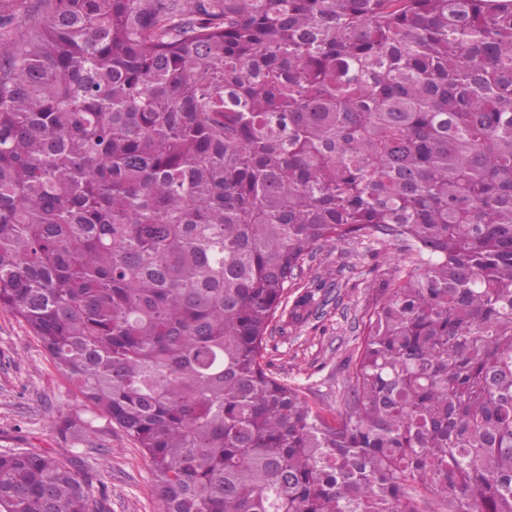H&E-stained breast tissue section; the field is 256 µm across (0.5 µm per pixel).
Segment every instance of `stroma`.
<instances>
[{"label": "stroma", "instance_id": "stroma-1", "mask_svg": "<svg viewBox=\"0 0 512 512\" xmlns=\"http://www.w3.org/2000/svg\"><path fill=\"white\" fill-rule=\"evenodd\" d=\"M402 244L382 239L328 243L306 260L288 285L296 297L312 281L327 285L326 303L303 323H279L267 336L266 357L279 378L325 412L340 407L346 380L361 349L363 316L383 280L405 274ZM86 414L82 396L61 374L23 320L0 309V451L31 448L58 457L78 455L109 512H160L149 460L116 427H104L98 445L72 451L57 434L60 412Z\"/></svg>", "mask_w": 512, "mask_h": 512}]
</instances>
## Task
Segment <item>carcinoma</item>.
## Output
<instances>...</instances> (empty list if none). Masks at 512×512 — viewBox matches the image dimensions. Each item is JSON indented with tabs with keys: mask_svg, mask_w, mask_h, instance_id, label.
I'll return each mask as SVG.
<instances>
[{
	"mask_svg": "<svg viewBox=\"0 0 512 512\" xmlns=\"http://www.w3.org/2000/svg\"><path fill=\"white\" fill-rule=\"evenodd\" d=\"M0 24V308L161 512H512V0H40ZM379 234L333 417L265 362L316 247ZM436 508L429 509L428 497ZM0 512H107L0 453Z\"/></svg>",
	"mask_w": 512,
	"mask_h": 512,
	"instance_id": "obj_1",
	"label": "carcinoma"
}]
</instances>
